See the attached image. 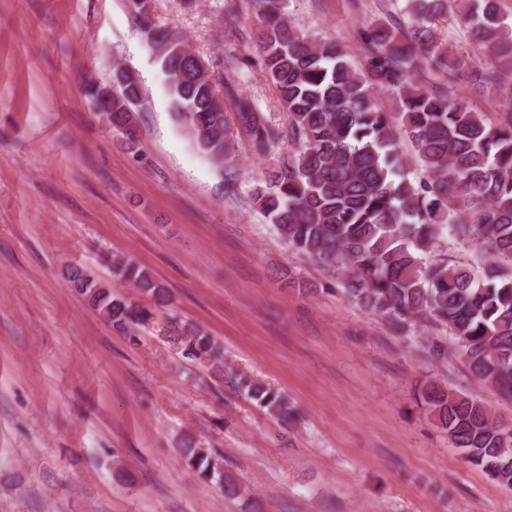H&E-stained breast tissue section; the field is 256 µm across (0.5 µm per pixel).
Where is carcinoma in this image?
Listing matches in <instances>:
<instances>
[{
    "label": "carcinoma",
    "instance_id": "1",
    "mask_svg": "<svg viewBox=\"0 0 512 512\" xmlns=\"http://www.w3.org/2000/svg\"><path fill=\"white\" fill-rule=\"evenodd\" d=\"M500 0H467L460 22L493 57H512V26ZM146 43L165 74L177 118L197 148L217 163L235 158L245 141L264 158L283 139L288 155L274 160L250 197L292 253L343 280L344 292L386 318L400 333L433 331L428 353L448 358V340L470 373L512 397V114L491 123L455 89L459 73L473 90L502 94L493 65L446 51L435 36L440 0H405L404 13L372 21L360 32L363 62L354 67L333 39L299 33L286 0H225L224 25L237 28L243 4L257 13L254 42L224 54L207 74L183 49L185 39L150 19L149 0H130ZM259 60L288 116V132L238 88L245 57ZM396 101L386 111L376 90ZM145 101L140 80L112 70V111L101 112L127 144L138 143L137 114ZM407 146L424 173L404 172ZM470 247L474 259L448 254V240ZM112 275L166 307L168 294L144 268L117 260ZM68 281L114 328L154 318L79 267ZM178 337L184 356L208 364L224 383L286 421L293 414L279 392L224 364V352L198 328ZM463 460L512 489V442L493 413L464 393L429 382L418 393ZM181 454L204 479L231 497L247 493L209 449L192 441Z\"/></svg>",
    "mask_w": 512,
    "mask_h": 512
}]
</instances>
